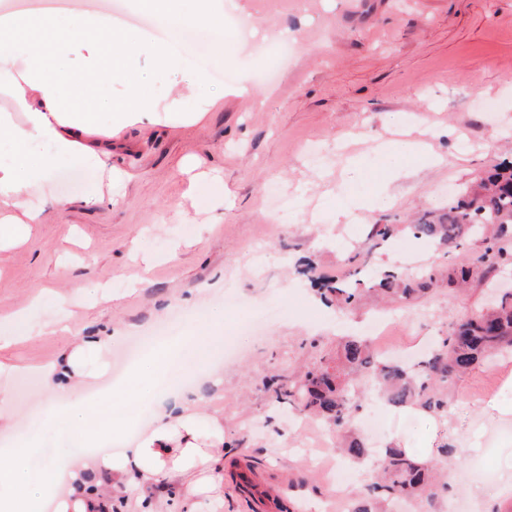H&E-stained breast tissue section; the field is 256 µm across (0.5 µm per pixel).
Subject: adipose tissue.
Here are the masks:
<instances>
[{"label":"adipose tissue","mask_w":512,"mask_h":512,"mask_svg":"<svg viewBox=\"0 0 512 512\" xmlns=\"http://www.w3.org/2000/svg\"><path fill=\"white\" fill-rule=\"evenodd\" d=\"M137 8L165 20V27L147 33L115 28L103 18L86 14L56 19L0 16V251L23 245L33 227L44 220L35 201L44 194L63 164L100 172L90 183L84 204L119 205L129 179L112 163L110 149L86 137L109 120L112 132L134 126L189 125L197 112H160L147 92L150 76L134 63L149 57L155 69L170 67L169 24H191L223 41L232 53L234 36L224 33L223 0H137ZM69 37L93 46L81 71L70 68L60 49ZM129 85L127 101L105 95L112 83ZM72 292H48L24 299L0 317V346L28 338L31 332L53 334L69 329L63 315L75 301ZM108 336H74L43 368V376L60 405L37 427L15 434L13 417L2 411L11 394L0 389V432L14 433L10 447L0 448V512H39L53 499L55 512H108L113 493L124 496L126 512H165L169 493H176L186 512L199 498H224V417L203 407L201 385L212 380L216 365L207 349H197L203 367L198 380L173 384L162 393L154 384L183 344L148 354L117 383L89 395L87 360L109 347ZM143 398L154 403L153 423L136 440H126L135 425L128 408ZM60 445L48 448L49 437ZM118 442L106 453L102 444Z\"/></svg>","instance_id":"adipose-tissue-1"}]
</instances>
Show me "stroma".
Here are the masks:
<instances>
[{
	"label": "stroma",
	"mask_w": 512,
	"mask_h": 512,
	"mask_svg": "<svg viewBox=\"0 0 512 512\" xmlns=\"http://www.w3.org/2000/svg\"><path fill=\"white\" fill-rule=\"evenodd\" d=\"M233 15L254 19L264 35L258 48L225 58L223 45L198 34L195 50H176L177 65L156 78L158 106L180 98L184 112L201 113L192 126L132 128L113 165L132 179L119 206H86L81 198L95 171L61 167L49 192L71 200L64 212L47 206L29 241L0 252V313L40 290L81 288L73 324L84 334L110 336L111 346L91 357V384L112 375L127 339L188 315L175 334L191 335L205 307L224 317L225 338L239 353L218 384L202 388L208 407L224 413L229 443L220 512H345V503L369 483L365 468L344 487L327 474L340 457V430L321 419L300 430L274 403V377L299 374L344 337L364 334L382 318L385 341L404 346L446 335L450 322L478 309L484 289L449 292L437 283L427 296L385 306L362 294L349 308L323 300L328 280L343 273L356 248H371L373 268L414 271L450 261L446 251L414 238L407 223L437 209L482 171L512 160V0H296L283 10L272 0H234ZM435 130L439 164L403 152L422 121ZM224 174V209L215 190L201 186L197 202L184 200L183 157ZM388 203L362 220L337 223L336 210L374 194L390 179ZM288 198L274 211L272 188ZM375 224L400 232L372 244ZM189 246L175 258L172 240ZM138 240L155 256L136 286L118 280L129 265L127 247ZM66 334H32L0 348V388L12 394L1 409L26 427L47 414L42 365L69 342ZM376 415L385 426L379 447L399 446L433 458L452 440L467 462L491 473L488 488L457 479L448 463L441 512L463 497L474 512H506L512 495L494 488L512 481V355L456 380L447 415L395 409L369 395L355 424Z\"/></svg>",
	"instance_id": "obj_1"
}]
</instances>
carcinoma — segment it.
<instances>
[{
  "mask_svg": "<svg viewBox=\"0 0 512 512\" xmlns=\"http://www.w3.org/2000/svg\"><path fill=\"white\" fill-rule=\"evenodd\" d=\"M409 228L417 239L458 248L479 242L483 252L473 262L465 256L446 267L422 274L382 271L367 282L357 278L359 267L369 264V253H356L346 261L347 271L330 288L336 300L349 304L359 286L366 291L410 302L424 297L438 280L461 287L484 281L512 265V165L493 167L465 187L437 214L423 216ZM512 351V292L500 295L492 307L470 312L448 324V335L431 345L412 368L377 355L362 340L349 339L336 357L323 355L306 372L282 376L274 382V399L284 411L300 417H320L343 427L366 397L373 381L393 407L414 406L429 412L448 410V390L471 369ZM342 451L354 460L370 456L367 443L352 436ZM375 482L348 505V512H387L403 500L412 512H436L438 480L444 471L400 448H387L375 463Z\"/></svg>",
  "mask_w": 512,
  "mask_h": 512,
  "instance_id": "obj_1",
  "label": "carcinoma"
}]
</instances>
